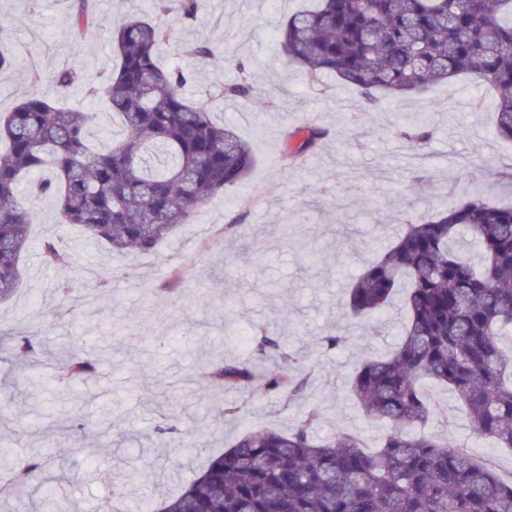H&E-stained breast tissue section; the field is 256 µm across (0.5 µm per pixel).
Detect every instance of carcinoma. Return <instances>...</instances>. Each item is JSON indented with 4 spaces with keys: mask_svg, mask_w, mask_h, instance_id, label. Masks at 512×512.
Here are the masks:
<instances>
[{
    "mask_svg": "<svg viewBox=\"0 0 512 512\" xmlns=\"http://www.w3.org/2000/svg\"><path fill=\"white\" fill-rule=\"evenodd\" d=\"M208 0H156L154 13L113 23L112 69L88 92L105 99L120 134L96 150L87 135L97 114L63 108L38 94L0 113V301L18 285L19 263L29 247L35 215L17 195L20 178L41 177L30 195L55 201L63 223L86 240L129 255L156 252L177 229L192 222L211 198L230 195L251 173L256 158L234 130L212 118L211 104L184 93L185 71L161 66L158 48L168 40L166 16L193 23ZM72 36L85 35L89 0H74ZM10 20L0 18V70L11 67ZM288 66L309 79L322 77L355 87L374 107L386 98L421 94L467 75L497 96L496 135L512 139V0H316L293 13L277 38ZM244 78L218 85L211 100L247 99ZM329 131L316 123L290 133L294 165ZM433 130L424 114L408 116L401 135L419 150ZM44 264L58 270L62 303L70 302L74 257L51 240L41 246ZM405 289L407 320L388 355L355 364L351 392L368 418L389 425L381 449L371 454L359 437L319 439V414L283 432L240 434L176 496L152 501L143 512H512V481L448 437L420 431L430 415L422 382L451 391L471 426L512 449V203L493 200L477 187L446 211L403 225L399 237L348 288V318L375 335L376 316L397 289ZM31 331L0 339V358L16 366L39 362ZM75 351L66 381L80 383L108 361ZM292 354L268 334L255 339L241 360L219 358L208 372L231 390L256 387L300 402L308 377L283 366ZM110 446L129 440L121 415L110 417ZM76 453L57 462L60 471L86 470ZM50 462L39 454H0V495L21 498L43 486Z\"/></svg>",
    "mask_w": 512,
    "mask_h": 512,
    "instance_id": "obj_1",
    "label": "carcinoma"
}]
</instances>
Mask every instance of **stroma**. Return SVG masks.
<instances>
[{
    "label": "stroma",
    "instance_id": "stroma-1",
    "mask_svg": "<svg viewBox=\"0 0 512 512\" xmlns=\"http://www.w3.org/2000/svg\"><path fill=\"white\" fill-rule=\"evenodd\" d=\"M299 6V0H209L195 23L170 16L171 40L159 52L161 61L176 59L188 72L184 92L193 100L245 75L254 84L250 100L228 99L217 107L218 119L252 146L257 159L240 189L247 203L241 240L222 233L233 211L224 196L209 200L194 224L162 243L157 254L137 259L86 244L76 229L61 225L53 200L32 204L31 247L14 296L0 302V334L40 328L46 363L11 371L0 389V421L6 424L0 433L10 456L56 459L69 447L62 435L70 420L94 422L82 452L112 477L70 473L57 502L64 512H96L114 494L126 512H139L142 501L177 492L242 431L285 430L313 408L322 414L319 436L358 434L376 449L386 428L366 418L350 395L349 371L367 354L395 346L405 311L401 296H394L380 315L378 334L361 337L346 317L350 278L393 243L400 224L428 210H448L462 191L477 186L495 198L512 191L497 179L512 168V143L494 134L492 94L462 76L365 108L353 87L310 81L283 62L277 36ZM152 10L153 0H96L94 24L77 42L69 32L73 0H0V15L13 21L14 48L11 69L0 74V112L38 92L98 113L89 138L98 146L109 143L107 107L87 97V86L112 67L114 17ZM201 41L211 43L214 57L191 55ZM33 68L45 73L43 83L30 82ZM64 69L83 81L61 96L51 78ZM413 112L431 113L434 128L418 151L399 135ZM312 120L330 137L298 167L285 169L286 132ZM48 237L70 248L79 265L65 308L55 293L60 274L40 257L39 245ZM247 239L258 240L259 250L245 249ZM108 322L125 339L113 346L99 381L56 392L68 349L90 355L102 348ZM264 326L309 373L306 402L287 408L271 395L207 385L202 372L211 359L246 355ZM338 331L349 334L346 346L324 349V336ZM423 391L431 407L429 430L447 433L474 457L490 459L502 478L512 477L511 450L476 438L446 390L428 384ZM215 405L237 412L219 422L210 414ZM112 410L134 436L129 449L117 453L101 430ZM170 410L178 414L181 432L158 440L154 428Z\"/></svg>",
    "mask_w": 512,
    "mask_h": 512
}]
</instances>
